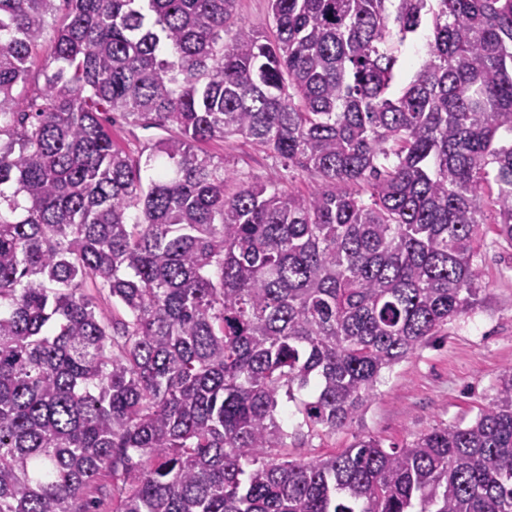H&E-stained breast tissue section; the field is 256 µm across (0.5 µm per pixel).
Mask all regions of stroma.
<instances>
[{"mask_svg": "<svg viewBox=\"0 0 512 512\" xmlns=\"http://www.w3.org/2000/svg\"><path fill=\"white\" fill-rule=\"evenodd\" d=\"M202 149L241 176L300 191L310 182L307 174L237 136L209 141ZM481 268L485 289L471 316L448 323L386 373L364 411L345 428L289 449V459L309 461L364 436L400 447L434 427L474 421L493 397L500 370L512 365V249L487 243Z\"/></svg>", "mask_w": 512, "mask_h": 512, "instance_id": "obj_1", "label": "stroma"}]
</instances>
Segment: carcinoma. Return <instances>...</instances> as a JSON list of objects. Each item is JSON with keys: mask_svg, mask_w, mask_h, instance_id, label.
<instances>
[{"mask_svg": "<svg viewBox=\"0 0 512 512\" xmlns=\"http://www.w3.org/2000/svg\"><path fill=\"white\" fill-rule=\"evenodd\" d=\"M64 2L25 102L55 0H0V512H512V365L468 425L281 457L475 310L487 229L512 248V0H269L229 41L237 0ZM107 112L168 136L134 156ZM230 136L310 185L198 149ZM53 28L49 27L46 35L36 49L37 63L32 67L24 87L19 86L17 92H21L25 100L40 94L45 85V76L42 67L52 55ZM428 34V27L423 26L419 33L414 38L407 41L402 48V63L396 88L406 85L414 73L419 69V63L424 54L422 48L426 43V37Z\"/></svg>", "mask_w": 512, "mask_h": 512, "instance_id": "1", "label": "carcinoma"}]
</instances>
